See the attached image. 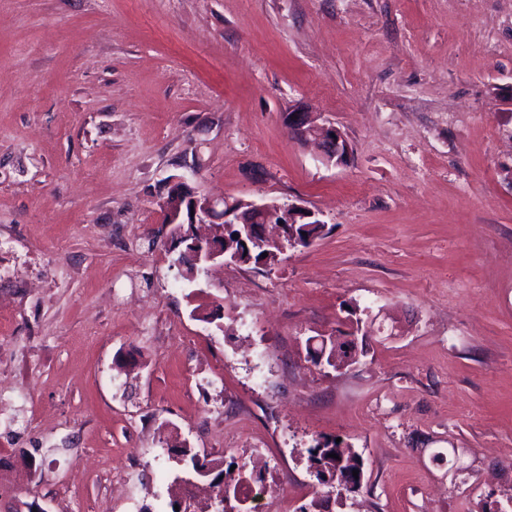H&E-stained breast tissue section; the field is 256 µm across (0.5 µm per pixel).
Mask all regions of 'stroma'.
Masks as SVG:
<instances>
[{
	"label": "stroma",
	"mask_w": 512,
	"mask_h": 512,
	"mask_svg": "<svg viewBox=\"0 0 512 512\" xmlns=\"http://www.w3.org/2000/svg\"><path fill=\"white\" fill-rule=\"evenodd\" d=\"M299 106L344 164L289 137ZM173 178L325 235L188 283ZM0 254L39 260L0 280L21 501L171 512L185 444L262 457L259 512H512V0H0ZM339 330L355 359L315 367ZM336 438L352 493L310 469ZM283 122L289 136L301 143H314L320 159L326 163L343 164L350 145L342 132L334 125L319 123L316 115L306 108H296L283 114ZM352 341V338L346 340H340L338 343L335 344L334 340L331 338L329 339V345L327 343V340L322 338V341L317 342L316 349L314 352H312L309 349V357L310 361L313 362L315 365H318L319 363H322L320 360L323 361V364L333 368L336 370L337 364H336V346L337 349L339 348L340 344L346 342V346H349V342ZM344 346V348H346Z\"/></svg>",
	"instance_id": "obj_1"
}]
</instances>
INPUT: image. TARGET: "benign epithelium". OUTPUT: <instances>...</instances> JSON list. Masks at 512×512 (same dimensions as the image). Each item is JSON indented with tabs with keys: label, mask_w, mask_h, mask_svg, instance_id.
<instances>
[{
	"label": "benign epithelium",
	"mask_w": 512,
	"mask_h": 512,
	"mask_svg": "<svg viewBox=\"0 0 512 512\" xmlns=\"http://www.w3.org/2000/svg\"><path fill=\"white\" fill-rule=\"evenodd\" d=\"M289 136L301 143H313L326 163L342 164L350 153V145L342 132L333 125L318 122L306 108H296L283 114ZM237 208L224 207L209 196L194 191L180 178L169 181L162 201L164 224L168 229V253H177V265L182 273L193 267L190 278L195 280L208 273L210 263L217 259L240 262L242 247L255 244L279 262L286 246H309L313 236H298L293 227L299 222L316 218V214L299 202L237 200ZM241 224L244 231L237 237L224 233V225Z\"/></svg>",
	"instance_id": "benign-epithelium-1"
}]
</instances>
